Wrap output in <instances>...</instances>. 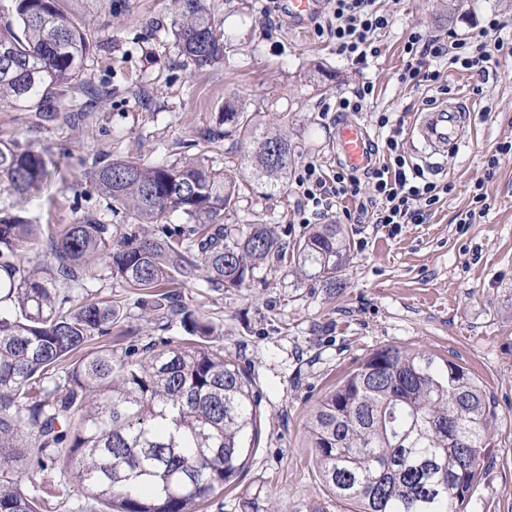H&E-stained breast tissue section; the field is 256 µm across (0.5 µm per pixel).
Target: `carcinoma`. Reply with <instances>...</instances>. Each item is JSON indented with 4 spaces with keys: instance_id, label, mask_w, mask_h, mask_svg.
Returning a JSON list of instances; mask_svg holds the SVG:
<instances>
[{
    "instance_id": "1",
    "label": "carcinoma",
    "mask_w": 512,
    "mask_h": 512,
    "mask_svg": "<svg viewBox=\"0 0 512 512\" xmlns=\"http://www.w3.org/2000/svg\"><path fill=\"white\" fill-rule=\"evenodd\" d=\"M60 0H15L0 26V101L33 107L45 121L86 119L110 96L84 77L91 44ZM172 35L186 62L224 57V32L207 0H176ZM64 88L85 98L61 113ZM237 133L253 179L271 194L292 161L287 128L263 127L255 112L228 104L201 139ZM90 188L114 224L86 214L46 239V260L23 251L39 226L0 208V512H50L41 485L7 476L19 448L37 449V471H58L111 512H195L234 485L261 434L260 394L235 358L210 344L214 323L180 288H241L288 246L274 224H221L245 189L237 173L197 156L146 164L94 154ZM51 163L0 138V175L18 199L47 188ZM135 224H155L150 232ZM340 224H316L295 242L296 272L336 287L346 264ZM206 276L199 278L200 269ZM110 279L139 295L160 324L177 320L178 345L125 348L114 359L102 338L130 335L110 298L86 295ZM326 488L343 512H466L484 476L491 409L467 368L426 352L385 347L366 356L318 400L308 419Z\"/></svg>"
}]
</instances>
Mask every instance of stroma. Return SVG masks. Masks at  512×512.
Here are the masks:
<instances>
[{"instance_id":"35a3bbf8","label":"stroma","mask_w":512,"mask_h":512,"mask_svg":"<svg viewBox=\"0 0 512 512\" xmlns=\"http://www.w3.org/2000/svg\"><path fill=\"white\" fill-rule=\"evenodd\" d=\"M224 30V58L197 69L184 63L171 33L172 0H60L62 9L95 48L85 74L111 96L89 122L47 123L32 110L0 102V135L42 152L56 167L53 185L22 204L24 216L43 226L72 223L101 213L106 201L88 194L85 157L104 151L116 159L156 162L210 153L217 165L250 179L247 147L237 135L209 150L199 141L226 100L258 113L263 124L287 123L294 156L283 191L265 195L245 190L226 224H275L295 243L310 230L299 214L294 175L315 160L338 167L332 145L340 122L375 130L380 113L398 128L410 165L426 176L452 183L424 224L402 225L398 233L373 224L342 225L350 257L339 285L325 288L294 272L293 264L271 261L243 288H199L187 284L183 299L217 326L214 346L236 358L262 394L259 447L236 488L224 489L198 512H248L261 495L277 512H337L320 483L307 435L309 415L326 391L358 361L384 346L430 352L468 368L481 382L494 412L490 464L467 512H512V156L500 159L492 177L486 160L499 143L512 141V74L471 92L469 73L446 67L448 91L439 103L463 99L473 105L467 143L423 163L414 136L425 112L423 91L400 83L402 46L412 29L444 35L464 33L486 14L512 19V0H385L394 24L382 36L381 54L359 70L336 55L328 37L314 26L296 29L287 13L265 15V0H210ZM327 68L331 77H319ZM374 86L364 112H340L337 97L363 82ZM488 208L473 223L458 213L473 208L476 191ZM90 293L117 302L133 327L137 346L176 341L179 322L159 328L137 297L111 281L92 282ZM44 497L56 512H109L62 477L44 480Z\"/></svg>"}]
</instances>
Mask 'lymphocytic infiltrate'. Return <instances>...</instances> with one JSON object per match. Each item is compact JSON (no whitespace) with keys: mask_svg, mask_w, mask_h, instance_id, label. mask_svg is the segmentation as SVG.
<instances>
[{"mask_svg":"<svg viewBox=\"0 0 512 512\" xmlns=\"http://www.w3.org/2000/svg\"><path fill=\"white\" fill-rule=\"evenodd\" d=\"M327 4L328 11L316 31L334 42L337 56L355 67L378 57L380 36L392 24V16L381 9L380 0H327ZM511 28L512 22L494 13L461 35L411 32L403 45L399 79L416 89L434 87L439 93H447V86L439 82V66L444 62L489 79L512 62V39L506 35ZM382 151L388 155V162L360 176L342 167L328 174L320 165L307 163L295 180L303 223L333 213L344 199L359 195L364 187L369 190L365 203L346 215L352 223L394 228L426 223L432 207L449 193V184L428 180L418 168L410 166L394 136L384 137Z\"/></svg>","mask_w":512,"mask_h":512,"instance_id":"f902f5d3","label":"lymphocytic infiltrate"}]
</instances>
